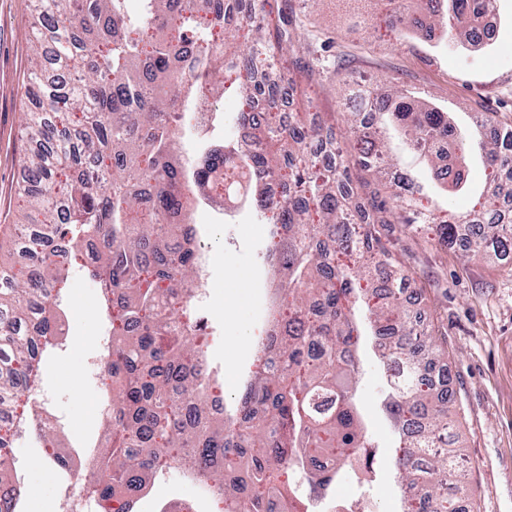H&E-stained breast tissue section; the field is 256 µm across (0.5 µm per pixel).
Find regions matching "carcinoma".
<instances>
[{"label":"carcinoma","instance_id":"carcinoma-1","mask_svg":"<svg viewBox=\"0 0 512 512\" xmlns=\"http://www.w3.org/2000/svg\"><path fill=\"white\" fill-rule=\"evenodd\" d=\"M36 53L29 78L41 89L27 123L36 148L23 157L24 213L4 250L40 258L38 275L0 270V414L17 415L36 384L40 362L58 345L54 310L70 266L86 258L105 285L111 359L109 431L97 453L106 479L86 488L96 512H135L156 476L183 470L212 494L215 512H288L324 498L337 473L309 475V463L371 445L355 404L357 354L372 345L397 371L381 403L400 435L393 466L401 477L402 512H461L448 474L457 464L448 408L450 379L430 370L448 357L439 327L418 329L402 285H416L406 255L391 243L432 224L440 244L472 226L468 249L507 264L512 229L499 200L512 198V130L477 143L461 137L443 112L401 90L372 91L377 126L393 124L426 160L443 190L465 183L466 158L480 150L483 194L466 214L431 220V211L402 197L399 186L358 185L352 171L376 175L393 164L361 113H348L357 148L346 154L319 112H284L281 104L317 71H336L318 53L320 36L272 0H31ZM380 23L441 32L448 43L480 50L479 35L495 0H440L412 9L379 0ZM306 48L274 70L272 58ZM242 37L246 51L226 44ZM241 93L238 124L258 144L237 142L195 153L193 104L224 95V74ZM266 102L263 112L252 103ZM202 186L224 188L231 204L268 215L272 243L264 258L277 272V306L259 337L238 404L219 413L223 384L203 368L208 336L191 314L198 256L191 210ZM45 454L62 467L54 427L37 422ZM14 430L0 431V488L18 485L11 466Z\"/></svg>","mask_w":512,"mask_h":512}]
</instances>
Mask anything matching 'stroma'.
<instances>
[{
    "mask_svg": "<svg viewBox=\"0 0 512 512\" xmlns=\"http://www.w3.org/2000/svg\"><path fill=\"white\" fill-rule=\"evenodd\" d=\"M288 7L314 21L323 41L345 59L339 74L315 78L316 109L335 126L339 143L354 140L345 114L360 100L362 80L408 90L447 111L465 138L473 136L477 118L485 115L495 125L512 126V0H497L498 34L492 46L477 51L411 36L381 37L370 23L350 28V7L344 0H288ZM30 10V0H0V231L20 216L17 187L23 179V155L31 146L25 115L37 108L35 97L22 95L34 48ZM468 180V190L461 194L432 188V209L463 213L471 208L484 187L480 155L469 161ZM192 221L216 227L205 243L212 286L201 305L212 313L210 354L214 367L224 373V398L231 409L241 373L252 361L257 310L268 299L258 285L266 269V223L248 206L225 216L201 206ZM227 224L243 229L235 241L224 234ZM401 245L426 291L414 310L424 322L439 325L448 340V372L456 399L450 417L459 427L457 454L464 465L457 474L463 486L460 503L466 512H512V266L473 256L460 242L438 245L422 232L403 237ZM104 319L96 283L74 267L61 316L65 340L43 358L38 376L55 399L68 445L93 446L102 428L108 397L101 377H89L85 367L97 350ZM384 372L373 353L362 355L356 400L376 448V478L370 483L345 478L336 492L367 498L374 512H395L399 478L389 460L398 434L377 406ZM14 448L16 459L28 463L22 474L25 487L36 488L38 494L26 500V512H68L72 502L63 494L68 471L45 458L36 434L20 438ZM177 502L191 504L194 512H210L201 487L176 468L141 496L137 512H163Z\"/></svg>",
    "mask_w": 512,
    "mask_h": 512,
    "instance_id": "35a3bbf8",
    "label": "stroma"
}]
</instances>
